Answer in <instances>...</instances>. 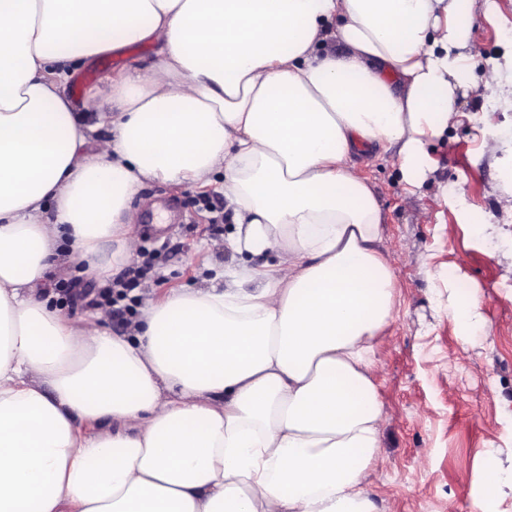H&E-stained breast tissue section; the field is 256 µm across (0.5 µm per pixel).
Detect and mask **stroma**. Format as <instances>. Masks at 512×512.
I'll return each instance as SVG.
<instances>
[{
    "label": "stroma",
    "instance_id": "stroma-1",
    "mask_svg": "<svg viewBox=\"0 0 512 512\" xmlns=\"http://www.w3.org/2000/svg\"><path fill=\"white\" fill-rule=\"evenodd\" d=\"M512 50V0H477L468 49L471 73ZM149 44L129 47L113 61L96 60L95 82L143 67ZM462 116L429 147V172L421 187L404 180L394 154L360 158L357 172L382 208L380 249L393 266L398 290L394 318L376 351V383L388 416L382 448L365 487L379 512H468L494 468L512 466V96L469 95ZM497 144L482 147L483 137ZM223 205L219 192L186 184L146 183L132 203L137 246H155L165 282L148 286L161 299L203 287L214 266L234 267L239 257L209 231L198 211L200 195ZM445 205H438L440 197ZM492 222L490 235L474 227ZM492 296L484 328L464 341L442 295L464 300ZM497 450L487 460V450Z\"/></svg>",
    "mask_w": 512,
    "mask_h": 512
}]
</instances>
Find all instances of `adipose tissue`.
Masks as SVG:
<instances>
[{
    "label": "adipose tissue",
    "mask_w": 512,
    "mask_h": 512,
    "mask_svg": "<svg viewBox=\"0 0 512 512\" xmlns=\"http://www.w3.org/2000/svg\"><path fill=\"white\" fill-rule=\"evenodd\" d=\"M473 3L0 0V512H378L395 272L355 167L393 149L421 186L499 85L470 75ZM144 42L81 121L68 67ZM219 172L229 248L276 263L148 300L128 336L50 307L53 270L133 258L145 182Z\"/></svg>",
    "instance_id": "obj_1"
}]
</instances>
